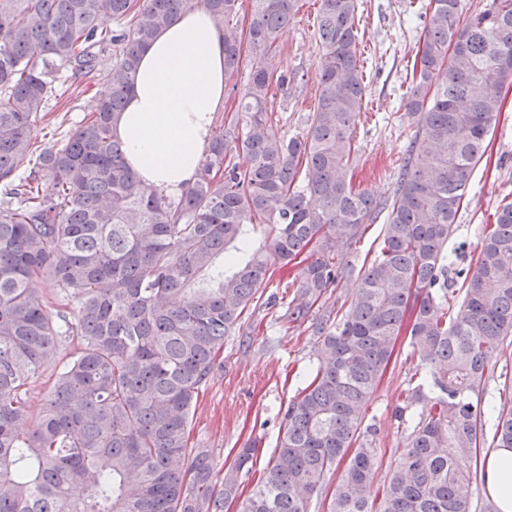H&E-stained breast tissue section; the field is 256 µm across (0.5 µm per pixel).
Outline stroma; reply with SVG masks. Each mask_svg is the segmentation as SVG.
Listing matches in <instances>:
<instances>
[{"instance_id":"stroma-1","label":"stroma","mask_w":512,"mask_h":512,"mask_svg":"<svg viewBox=\"0 0 512 512\" xmlns=\"http://www.w3.org/2000/svg\"><path fill=\"white\" fill-rule=\"evenodd\" d=\"M428 3L359 0L356 27L366 91L354 130L353 183L378 198L392 192L396 178L393 163L415 137L402 96L407 87L405 76L417 50L420 15ZM318 9V0H300L278 50L270 58L276 72L296 71L304 76L301 84L288 86L276 95L275 109L280 116L269 132L278 138L305 127L318 95ZM102 86V80L97 79L65 87L53 100L49 116L36 123L35 137L53 142L73 131ZM503 96L490 148L474 172L459 211L458 228L448 243L453 261L464 265L480 252L481 225L490 223L502 198L512 199V90L504 91ZM287 304V298L281 297L274 307L255 311L250 321L256 330L250 342H243L237 335L226 340L219 357L221 365L192 410L190 444L208 450L218 476H227L238 449L253 441L260 448L253 469L259 472L266 467L283 428L284 409L309 380L315 364V338L305 325L281 331L276 318ZM74 350L73 343L63 342L41 366L29 385L30 418L38 417ZM396 352L398 357L384 373L366 414L367 422L377 428L379 464L374 482L378 485L403 448L404 432L391 412L400 403V395L419 363L406 339H399Z\"/></svg>"}]
</instances>
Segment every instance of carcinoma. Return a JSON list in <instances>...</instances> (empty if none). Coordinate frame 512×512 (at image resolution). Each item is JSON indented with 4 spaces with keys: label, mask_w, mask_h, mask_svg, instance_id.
<instances>
[{
    "label": "carcinoma",
    "mask_w": 512,
    "mask_h": 512,
    "mask_svg": "<svg viewBox=\"0 0 512 512\" xmlns=\"http://www.w3.org/2000/svg\"><path fill=\"white\" fill-rule=\"evenodd\" d=\"M250 2L245 21L242 0H0V512H224L233 501L237 512H310L342 462L328 512H473L485 422L495 447L512 448V410L485 399L493 344L512 345V201L483 230L475 267L448 255L512 86V0L464 21L461 0H431L405 97L426 149L410 144L382 199L350 179L365 95L358 0H320L318 98L303 132L282 139L268 132L274 89L299 73L277 75L268 58L298 0ZM198 7L224 28V72L245 50L250 71L198 179L172 201L137 184L113 125L140 50ZM104 16L116 28H101ZM104 69L82 123L34 154L49 101ZM382 214L379 248L357 270L352 250ZM304 253L278 320L313 318L317 365L241 497L237 477L217 483L209 453L189 446L191 410L244 313L275 306L266 288ZM353 273L351 298L326 303ZM40 280L79 297L75 323L59 324ZM70 335L79 345L24 435L29 381ZM402 336L424 373L393 410L409 432L375 490L366 411ZM257 452L239 449L235 472Z\"/></svg>",
    "instance_id": "cac0c4a2"
}]
</instances>
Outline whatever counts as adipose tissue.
<instances>
[{
    "label": "adipose tissue",
    "mask_w": 512,
    "mask_h": 512,
    "mask_svg": "<svg viewBox=\"0 0 512 512\" xmlns=\"http://www.w3.org/2000/svg\"><path fill=\"white\" fill-rule=\"evenodd\" d=\"M224 96V31L205 9L184 11L140 53L113 128L141 186L176 199L195 182ZM481 471L499 512H512V448L490 453Z\"/></svg>",
    "instance_id": "obj_1"
}]
</instances>
